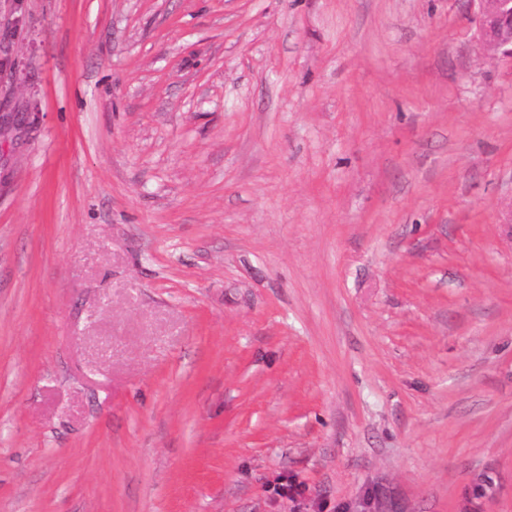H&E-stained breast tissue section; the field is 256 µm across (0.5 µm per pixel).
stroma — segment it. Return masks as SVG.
<instances>
[{
  "mask_svg": "<svg viewBox=\"0 0 512 512\" xmlns=\"http://www.w3.org/2000/svg\"><path fill=\"white\" fill-rule=\"evenodd\" d=\"M0 113V512H512L471 0H0Z\"/></svg>",
  "mask_w": 512,
  "mask_h": 512,
  "instance_id": "1",
  "label": "stroma"
}]
</instances>
